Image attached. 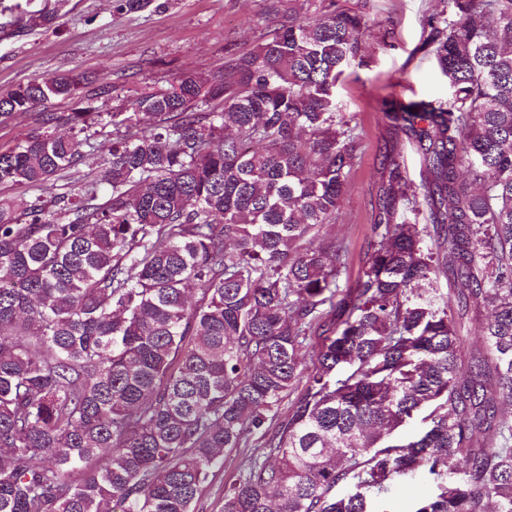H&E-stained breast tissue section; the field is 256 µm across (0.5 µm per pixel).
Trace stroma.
<instances>
[{
  "label": "stroma",
  "instance_id": "1",
  "mask_svg": "<svg viewBox=\"0 0 512 512\" xmlns=\"http://www.w3.org/2000/svg\"><path fill=\"white\" fill-rule=\"evenodd\" d=\"M365 12L373 35L361 64L352 66L336 88L340 109L358 122L355 173L341 205V217L328 231L349 245L347 268L357 278L372 224L370 200L380 177L378 152L390 128L376 106L381 98L443 102L448 83L432 53L422 49L427 21L440 0H340ZM48 13L49 27L31 29L30 15ZM282 15L267 13L265 0H169L166 8L120 15L112 0H0V91L59 72L87 74L89 83L75 97L48 103L65 115L92 103L100 112H121L141 93L163 90L175 78L222 69L225 56L248 51L263 29L281 25ZM391 30L387 48L375 37ZM92 146L68 170L73 195L106 185L94 184L110 157L112 129H87Z\"/></svg>",
  "mask_w": 512,
  "mask_h": 512
}]
</instances>
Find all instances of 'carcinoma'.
<instances>
[{"label":"carcinoma","instance_id":"carcinoma-1","mask_svg":"<svg viewBox=\"0 0 512 512\" xmlns=\"http://www.w3.org/2000/svg\"><path fill=\"white\" fill-rule=\"evenodd\" d=\"M440 3L423 47L448 100L382 101L392 137L351 284L325 231L358 147L336 85L372 24L336 0L288 8L218 74L80 108L67 136L48 114L0 149V188H54L79 134L113 127L106 200L0 198V512H195L251 442L222 512H373L418 472L433 492L413 512H512V0ZM82 81L0 92V120Z\"/></svg>","mask_w":512,"mask_h":512}]
</instances>
